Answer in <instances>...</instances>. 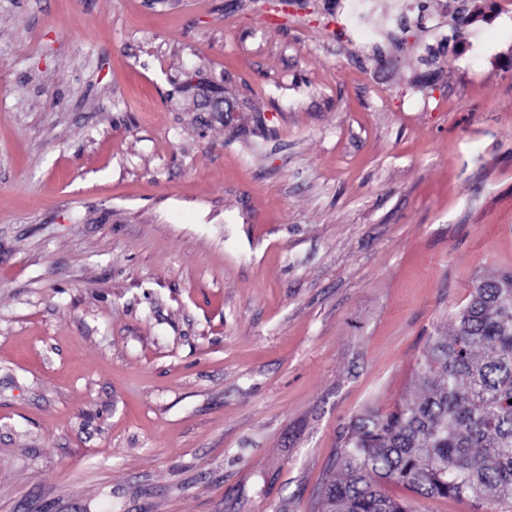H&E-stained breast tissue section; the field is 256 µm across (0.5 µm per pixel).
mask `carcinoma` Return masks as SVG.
<instances>
[{
    "instance_id": "cac0c4a2",
    "label": "carcinoma",
    "mask_w": 512,
    "mask_h": 512,
    "mask_svg": "<svg viewBox=\"0 0 512 512\" xmlns=\"http://www.w3.org/2000/svg\"><path fill=\"white\" fill-rule=\"evenodd\" d=\"M427 395L389 412L370 408L339 436L336 468L317 512H414L389 496L470 499L512 512V272L477 280L450 336L429 338Z\"/></svg>"
}]
</instances>
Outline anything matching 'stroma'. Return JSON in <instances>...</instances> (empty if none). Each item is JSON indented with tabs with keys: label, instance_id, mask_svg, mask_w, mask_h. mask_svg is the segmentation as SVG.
I'll return each mask as SVG.
<instances>
[{
	"label": "stroma",
	"instance_id": "obj_1",
	"mask_svg": "<svg viewBox=\"0 0 512 512\" xmlns=\"http://www.w3.org/2000/svg\"><path fill=\"white\" fill-rule=\"evenodd\" d=\"M471 2L366 39L349 0H0V512H313L423 394L512 271V23ZM190 93L197 101L195 109L203 112H232L233 104L224 97L220 85L207 77L202 71L190 82Z\"/></svg>",
	"mask_w": 512,
	"mask_h": 512
}]
</instances>
